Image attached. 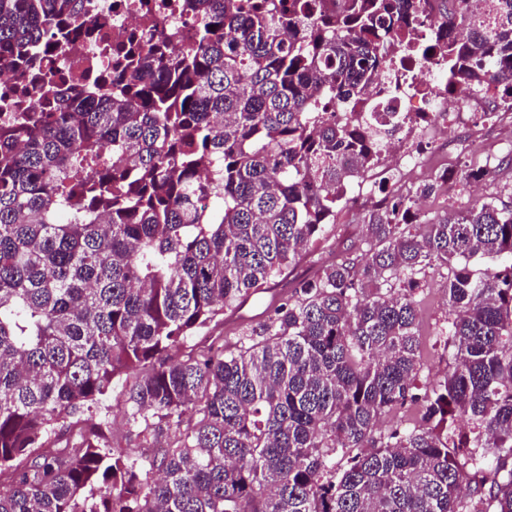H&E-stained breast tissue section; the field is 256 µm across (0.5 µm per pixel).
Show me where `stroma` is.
I'll return each mask as SVG.
<instances>
[{"label": "stroma", "instance_id": "obj_1", "mask_svg": "<svg viewBox=\"0 0 512 512\" xmlns=\"http://www.w3.org/2000/svg\"><path fill=\"white\" fill-rule=\"evenodd\" d=\"M457 133L464 137L477 135L483 140L485 152L492 164V173L481 181L479 191H472L461 180V174L466 168L478 165V158L455 150L444 138L435 140L429 146L426 169L406 174L378 167L372 171L374 180L395 182L397 189L404 193L435 174L447 173V184L423 204L422 213L428 220L449 209L463 210L471 207L478 199L512 205V112H496L489 117L473 116L469 123L458 127ZM349 193L357 197V204L337 208L335 226H332L325 239L290 267L291 276L311 272L317 264L333 259L346 246L360 244L363 226L370 211L375 208L376 201L367 196H359L354 187L350 188ZM445 282V272L435 271L428 275L425 286L418 292L422 362L419 382L423 385L442 379L451 359V350L446 346L448 322L443 292ZM127 411L124 390L119 387L105 406L95 411L92 420L101 424L109 446L132 448L138 453H145L142 438L126 423Z\"/></svg>", "mask_w": 512, "mask_h": 512}]
</instances>
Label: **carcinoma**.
Instances as JSON below:
<instances>
[{"label":"carcinoma","mask_w":512,"mask_h":512,"mask_svg":"<svg viewBox=\"0 0 512 512\" xmlns=\"http://www.w3.org/2000/svg\"><path fill=\"white\" fill-rule=\"evenodd\" d=\"M409 7L186 0L185 42L132 41L111 90L0 124V512H512L511 205L423 224L441 173L377 206L364 247L271 298L261 325L193 342L380 164L325 104L368 98ZM79 18L84 0H0V74L37 44L64 51ZM444 38L451 73L512 95V0ZM435 269L452 358L420 396L417 290ZM132 376L145 463L82 426ZM416 400L419 421L380 430Z\"/></svg>","instance_id":"cac0c4a2"}]
</instances>
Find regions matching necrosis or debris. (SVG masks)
<instances>
[{
    "label": "necrosis or debris",
    "mask_w": 512,
    "mask_h": 512,
    "mask_svg": "<svg viewBox=\"0 0 512 512\" xmlns=\"http://www.w3.org/2000/svg\"><path fill=\"white\" fill-rule=\"evenodd\" d=\"M180 0H87L91 23L72 36L65 52L52 56L49 66L61 76V93L91 95L102 91V76L114 65L112 49L131 37L178 31L189 34L194 17L179 7ZM443 22L438 14L415 8L408 41L396 45L380 67L373 84L371 111L380 119L369 137L382 159H396L414 170L426 158V132H442L467 113H488L490 100L512 104L499 88L478 90L460 75H450L447 59L438 50ZM40 83L31 71L0 76V122L39 103Z\"/></svg>",
    "instance_id": "necrosis-or-debris-1"
}]
</instances>
